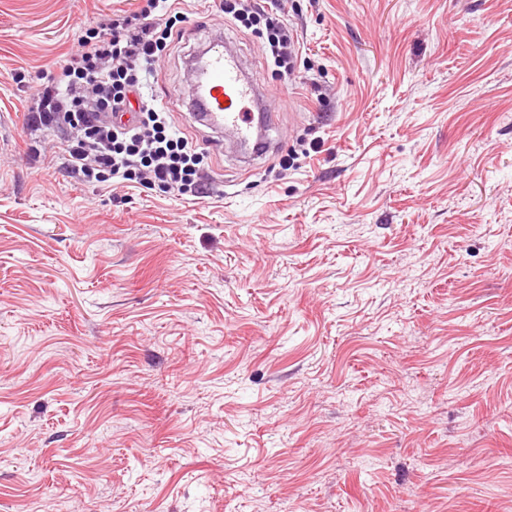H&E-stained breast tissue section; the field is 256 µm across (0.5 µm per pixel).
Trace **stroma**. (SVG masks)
<instances>
[{"mask_svg":"<svg viewBox=\"0 0 512 512\" xmlns=\"http://www.w3.org/2000/svg\"><path fill=\"white\" fill-rule=\"evenodd\" d=\"M139 0H0V512H512V0H265L277 145L186 107L208 196L85 183L27 105ZM289 156L293 165L282 168ZM257 0H221L220 11L224 20L240 22L246 29H252L263 41V53L272 58L280 74L288 75L294 67L299 49L298 37L284 19L273 18ZM283 69V70H281Z\"/></svg>","mask_w":512,"mask_h":512,"instance_id":"stroma-1","label":"stroma"}]
</instances>
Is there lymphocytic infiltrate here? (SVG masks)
<instances>
[{"label":"lymphocytic infiltrate","mask_w":512,"mask_h":512,"mask_svg":"<svg viewBox=\"0 0 512 512\" xmlns=\"http://www.w3.org/2000/svg\"><path fill=\"white\" fill-rule=\"evenodd\" d=\"M185 0H141L137 11L85 29L75 50L40 85L30 124L65 133L63 165L83 181L135 182L164 193L200 197L204 155L173 120L171 107L148 99L143 88L170 47L181 42L178 27ZM225 19L240 22L263 41V53L291 72L298 37L257 0H220ZM135 112L132 124L117 115Z\"/></svg>","instance_id":"obj_1"}]
</instances>
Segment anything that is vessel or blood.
Segmentation results:
<instances>
[{
	"instance_id": "obj_1",
	"label": "vessel or blood",
	"mask_w": 512,
	"mask_h": 512,
	"mask_svg": "<svg viewBox=\"0 0 512 512\" xmlns=\"http://www.w3.org/2000/svg\"><path fill=\"white\" fill-rule=\"evenodd\" d=\"M177 100L187 104L197 121L234 133L244 150V159L251 160L272 150L266 130L272 125L273 115L266 112L262 117H254L253 108L261 104L260 92L245 77L238 55L222 42L207 45L201 71Z\"/></svg>"
}]
</instances>
